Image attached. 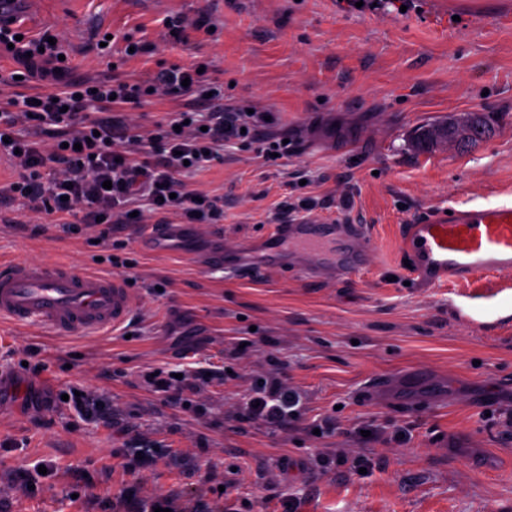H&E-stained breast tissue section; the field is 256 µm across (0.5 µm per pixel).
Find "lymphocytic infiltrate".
I'll return each instance as SVG.
<instances>
[{
    "instance_id": "1",
    "label": "lymphocytic infiltrate",
    "mask_w": 512,
    "mask_h": 512,
    "mask_svg": "<svg viewBox=\"0 0 512 512\" xmlns=\"http://www.w3.org/2000/svg\"><path fill=\"white\" fill-rule=\"evenodd\" d=\"M68 46L47 34L29 36L18 24H0V56L19 66L0 77V159L17 171L0 193L27 201L49 223L78 234L94 229L101 244L116 224L148 223L153 215L182 224H220L222 198L189 187L186 174L224 162V147L259 144L270 165L298 151L282 136L259 138L267 110L230 106L202 110L224 88L196 67L160 69L148 81L117 76L77 78L63 61ZM46 83L45 91H17L18 82ZM178 100L180 109L143 130L135 112L152 100ZM234 420L285 428L302 417L298 393L286 379L259 375Z\"/></svg>"
}]
</instances>
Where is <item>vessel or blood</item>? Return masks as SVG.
Instances as JSON below:
<instances>
[{
	"label": "vessel or blood",
	"instance_id": "obj_1",
	"mask_svg": "<svg viewBox=\"0 0 512 512\" xmlns=\"http://www.w3.org/2000/svg\"><path fill=\"white\" fill-rule=\"evenodd\" d=\"M196 228L191 224H152L136 238L139 249L155 255L180 251L201 269L225 268L223 247L192 251ZM368 233L360 224L325 222L303 217L279 225L275 234L250 244L241 275L283 266L296 258L305 277H344L368 259ZM401 239L409 272L423 285L469 282L512 272V199L496 198L419 216L403 225ZM135 310L133 296L118 276L106 277L71 266L27 261H0V319L35 325L70 336L117 328ZM429 372L410 368L371 380L367 392L378 402L401 403L429 383Z\"/></svg>",
	"mask_w": 512,
	"mask_h": 512
}]
</instances>
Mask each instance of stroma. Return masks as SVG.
Wrapping results in <instances>:
<instances>
[{"label": "stroma", "mask_w": 512, "mask_h": 512, "mask_svg": "<svg viewBox=\"0 0 512 512\" xmlns=\"http://www.w3.org/2000/svg\"><path fill=\"white\" fill-rule=\"evenodd\" d=\"M42 2L26 26L68 40L74 76L201 65L224 82L225 105L273 109V134L297 139L278 167L232 145L223 165L188 175L224 200L201 244L223 238L237 264L239 247L275 230L280 202L310 197L313 216L366 225L375 251L333 282L290 268L206 273L140 252L134 225H113L106 248L88 232L41 230L26 201L0 200V260L128 277L136 301L131 320L94 336L0 320V512H104L106 500L128 512L129 486L178 512H512V274L423 286L398 240L423 213L512 193V23L501 21L512 0H407L403 12L388 0ZM171 13L206 15L212 30L163 42ZM108 31L156 49L101 59ZM468 112L495 118L475 147L414 149L418 126ZM406 368L438 378L430 404L409 412L367 398L374 376ZM214 369L220 379L189 406L144 378ZM265 372L299 390L298 428L226 418ZM76 387L106 393L111 424L78 414ZM365 426L370 436L347 437ZM145 439L164 452L129 471ZM41 460L54 471L19 493L18 472Z\"/></svg>", "instance_id": "35a3bbf8"}]
</instances>
